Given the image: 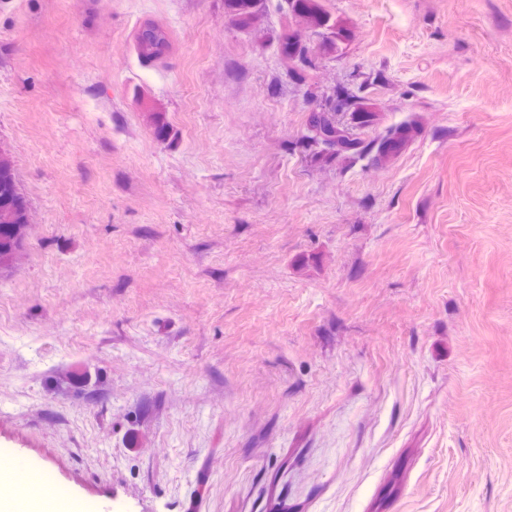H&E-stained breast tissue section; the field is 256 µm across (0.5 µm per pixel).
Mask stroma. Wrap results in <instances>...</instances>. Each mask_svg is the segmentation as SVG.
Listing matches in <instances>:
<instances>
[{
    "instance_id": "obj_1",
    "label": "stroma",
    "mask_w": 512,
    "mask_h": 512,
    "mask_svg": "<svg viewBox=\"0 0 512 512\" xmlns=\"http://www.w3.org/2000/svg\"><path fill=\"white\" fill-rule=\"evenodd\" d=\"M320 2L0 0V449L102 512H512V0ZM269 10L267 0H224V12L239 28L254 25ZM319 2V0H288L286 4L289 12L293 14L296 4L299 3L303 11L301 17L307 20L309 28L321 39L323 52L330 54L336 51V37H344L345 32L344 30L336 32V21L324 11ZM169 42L165 32L154 25H145L137 36V49L147 61L160 58L168 49ZM281 53L284 59L295 71L297 66L309 67L312 65L311 48L309 43L304 41L297 33L285 30L281 40ZM314 131H321L329 139H322L327 142L328 145L322 146L323 149L317 153H322L324 156L333 157L338 151L361 153L363 146L360 141L355 138L350 139L343 128H341L336 121L335 108H329L325 112H313L307 122V135L306 142L309 146L318 148V137L314 134ZM320 146V145H318ZM413 132L414 124L411 121H405L389 128L377 139L371 149V163L375 165L383 159L397 155L410 140ZM11 189V206L17 214V222L12 221V211L8 207L0 208V264L9 261L15 250L20 249L24 237V228L29 222L28 208L19 193L15 181L14 165L10 160L0 159V203L2 193ZM2 223V224H1ZM3 255V256H2Z\"/></svg>"
}]
</instances>
